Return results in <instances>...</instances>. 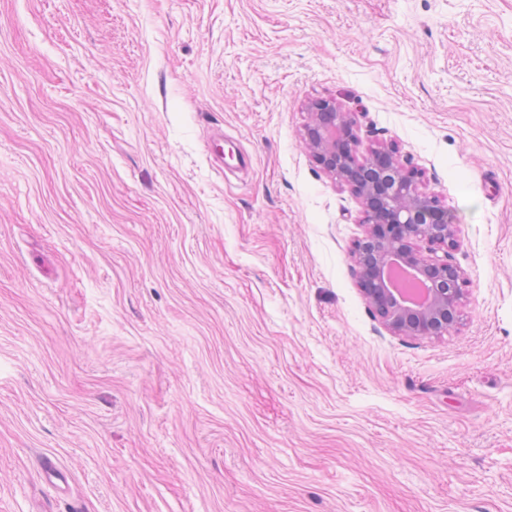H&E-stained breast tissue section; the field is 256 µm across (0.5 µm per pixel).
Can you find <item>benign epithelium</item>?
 Instances as JSON below:
<instances>
[{"label": "benign epithelium", "instance_id": "benign-epithelium-1", "mask_svg": "<svg viewBox=\"0 0 512 512\" xmlns=\"http://www.w3.org/2000/svg\"><path fill=\"white\" fill-rule=\"evenodd\" d=\"M305 143L321 169L361 200L364 235L350 252L359 290L392 336L448 333L465 278L448 262L456 230L448 209L418 188L417 175L394 148L363 161L353 151V122L335 103L311 104Z\"/></svg>", "mask_w": 512, "mask_h": 512}]
</instances>
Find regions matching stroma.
<instances>
[{"label":"stroma","mask_w":512,"mask_h":512,"mask_svg":"<svg viewBox=\"0 0 512 512\" xmlns=\"http://www.w3.org/2000/svg\"><path fill=\"white\" fill-rule=\"evenodd\" d=\"M318 100L451 212L447 335L359 291ZM0 512H512V0H0Z\"/></svg>","instance_id":"stroma-1"}]
</instances>
